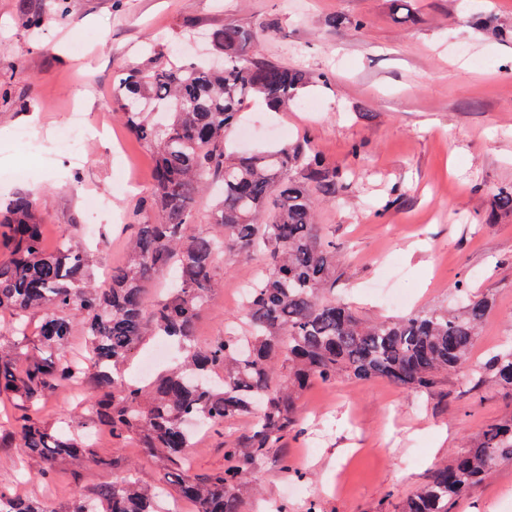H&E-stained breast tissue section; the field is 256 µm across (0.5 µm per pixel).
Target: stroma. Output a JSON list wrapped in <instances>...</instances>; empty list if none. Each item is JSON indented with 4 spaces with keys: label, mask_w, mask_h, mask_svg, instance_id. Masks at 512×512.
Returning a JSON list of instances; mask_svg holds the SVG:
<instances>
[{
    "label": "stroma",
    "mask_w": 512,
    "mask_h": 512,
    "mask_svg": "<svg viewBox=\"0 0 512 512\" xmlns=\"http://www.w3.org/2000/svg\"><path fill=\"white\" fill-rule=\"evenodd\" d=\"M399 22L391 0H0V204L35 196L48 243L61 235L85 248L102 281L129 244L126 226L151 185L152 155L114 112L112 72L138 62L148 45L183 48L214 61L205 38L234 23L254 32L253 55L324 81L303 88L288 111L246 102L231 133L238 150L307 138L341 170L346 189L317 220L338 248L336 295L370 319L401 315L386 292L412 310L450 306L459 288L488 296L492 308L469 359L429 390L376 379L316 382L300 396L297 424L259 462L242 491V512H400L433 466L467 451L488 425L512 417V397L489 384L469 389L471 373L512 339V210L493 211L512 188V0H408ZM43 15L37 29L22 23ZM89 124L82 159L70 157L72 110ZM29 129L47 161L16 144ZM263 259L225 256L220 282L197 325L205 343L237 328L243 290ZM241 416L201 432L197 473L224 467V445L247 432ZM96 462L60 464L50 485L21 479L16 450L0 448V487L63 507L134 470L158 480L161 464L137 444L94 438ZM302 494H292V486ZM450 512H512V463H502Z\"/></svg>",
    "instance_id": "1"
}]
</instances>
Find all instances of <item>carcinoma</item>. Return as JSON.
Listing matches in <instances>:
<instances>
[{
    "mask_svg": "<svg viewBox=\"0 0 512 512\" xmlns=\"http://www.w3.org/2000/svg\"><path fill=\"white\" fill-rule=\"evenodd\" d=\"M252 31L233 23L211 33L224 67L172 61L157 52L113 72L112 102L131 135L150 149L154 167L149 197L133 213L134 235L122 264L100 288L88 274L86 250L66 237L44 244L36 206L18 195L0 210V239L10 251L0 261V314L9 316L11 341L0 345V400L23 414L0 432V448H17L30 461L28 476L49 480L59 463L95 459L88 438L42 422L35 413L63 384L94 390L80 428H101L112 438L139 439L161 458V487L148 488L133 473L98 485L88 500L64 509L21 500L0 489V512H163L170 490L197 512H241V488L268 449L296 426V395L312 381L339 376L385 379L406 389L431 388L441 371L470 355L490 302L462 292L451 310L422 309L365 322L349 302L336 299V248L317 224L320 201L344 192L342 174L310 141L230 156L226 132L241 107L259 98L273 109L295 102L314 78L262 59H248ZM218 185L209 229L191 232L199 195ZM227 254H260L265 264L242 305L244 333L201 344L199 316L218 282L214 269ZM174 272V286L149 304L145 289ZM41 313L39 344L27 340L28 318ZM83 328L90 360L67 356L74 320ZM184 355L176 368L144 382L121 371L151 338ZM493 383L512 395V348L491 356L470 389ZM254 415L253 427L224 449V469L194 471L192 435L185 422L210 430ZM504 461H512V418L489 425L452 463L435 468L402 512H449L452 500L472 494Z\"/></svg>",
    "mask_w": 512,
    "mask_h": 512,
    "instance_id": "cac0c4a2",
    "label": "carcinoma"
}]
</instances>
